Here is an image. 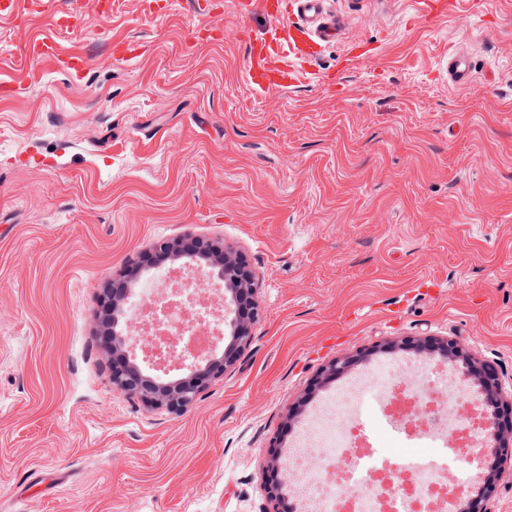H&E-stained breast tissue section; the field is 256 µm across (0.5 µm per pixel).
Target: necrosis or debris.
Instances as JSON below:
<instances>
[{"label":"necrosis or debris","mask_w":512,"mask_h":512,"mask_svg":"<svg viewBox=\"0 0 512 512\" xmlns=\"http://www.w3.org/2000/svg\"><path fill=\"white\" fill-rule=\"evenodd\" d=\"M128 308L148 322L147 346L156 361L188 360L214 346L216 323L160 283H146ZM403 381L383 402L384 417L401 422L403 450L383 447L363 420L357 404L370 383L362 375L304 424L299 451L317 449L328 465L308 483L305 501L313 512H447L448 485L427 458L447 447L470 446L485 429L484 412L455 398L443 368H433L419 391L416 375L405 374Z\"/></svg>","instance_id":"4bbe7bcc"}]
</instances>
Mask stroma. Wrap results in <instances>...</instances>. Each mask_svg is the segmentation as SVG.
Wrapping results in <instances>:
<instances>
[{"label":"stroma","mask_w":512,"mask_h":512,"mask_svg":"<svg viewBox=\"0 0 512 512\" xmlns=\"http://www.w3.org/2000/svg\"><path fill=\"white\" fill-rule=\"evenodd\" d=\"M220 2L0 18V512H266L273 471L299 503L323 462L291 464L297 432L343 384L322 368L440 362L407 336L455 339L512 392V0L433 26L412 0H327L346 40L269 92L246 67L272 18ZM41 39L83 71L26 61ZM114 41L142 52L112 60ZM456 49L471 88L437 75ZM186 236L244 257L260 315L176 416L113 389L98 296Z\"/></svg>","instance_id":"stroma-1"}]
</instances>
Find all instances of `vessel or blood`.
Wrapping results in <instances>:
<instances>
[{
    "mask_svg": "<svg viewBox=\"0 0 512 512\" xmlns=\"http://www.w3.org/2000/svg\"><path fill=\"white\" fill-rule=\"evenodd\" d=\"M42 0H0V18L21 19L23 14L38 11ZM282 17L285 34L277 38L279 51L305 61L314 57L323 44L341 39L344 24L338 17L326 16L324 0H239L240 15L253 12L255 7ZM31 56L52 57L71 69L81 68L84 60L79 56L62 55L50 40L36 42L30 49ZM443 78L457 88L465 89L474 82V66L463 52L449 54L440 66ZM249 82L258 90L268 91L288 87L292 82L289 70L277 66L271 53L253 52L246 71Z\"/></svg>",
    "mask_w": 512,
    "mask_h": 512,
    "instance_id": "obj_1",
    "label": "vessel or blood"
}]
</instances>
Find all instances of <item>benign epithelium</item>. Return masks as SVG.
<instances>
[{"mask_svg": "<svg viewBox=\"0 0 512 512\" xmlns=\"http://www.w3.org/2000/svg\"><path fill=\"white\" fill-rule=\"evenodd\" d=\"M191 242L194 245L191 250L166 241L156 243L155 250L169 259L184 260V266L189 269L195 268V262L200 259L207 261V278L224 285L219 305L224 307V320L228 321L231 340L219 353L178 363L177 367L185 371L184 375L165 380L154 377L143 371L136 363L134 354L126 350V346L137 342L135 323L125 310V304L132 294V285L115 281L112 288H104L100 294V302L112 310L113 388L137 398L148 408L164 409L175 415L187 412L197 395L239 360L245 344L251 339L252 327L259 315L256 276L238 254L226 249L223 256L216 257L207 240L193 238ZM435 347L439 348L442 357L451 358L477 377L482 387L483 403L490 406L499 404L502 383L496 367L486 363L475 364L455 340H439L429 344L408 338L398 343V348L403 351L423 352ZM363 357V352L358 351L336 358L322 369V373L327 379L338 378ZM486 438L496 444L492 471L481 494L468 499L465 512H490L488 502L496 490L502 467L512 464V423L507 419L500 420L494 413L488 415Z\"/></svg>", "mask_w": 512, "mask_h": 512, "instance_id": "7a95c632", "label": "benign epithelium"}]
</instances>
